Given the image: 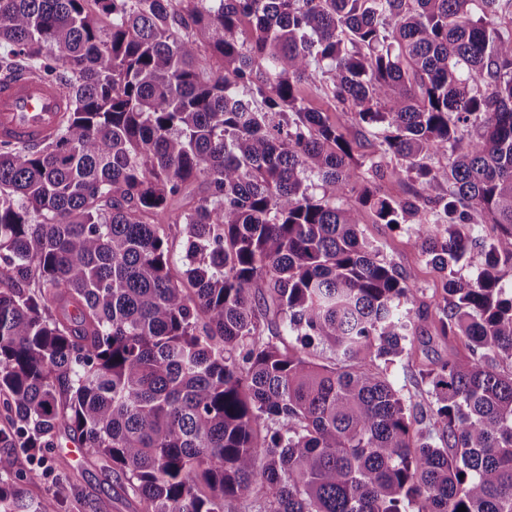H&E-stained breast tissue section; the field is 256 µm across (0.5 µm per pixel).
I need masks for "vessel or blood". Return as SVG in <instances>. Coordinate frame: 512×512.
Listing matches in <instances>:
<instances>
[{
  "label": "vessel or blood",
  "mask_w": 512,
  "mask_h": 512,
  "mask_svg": "<svg viewBox=\"0 0 512 512\" xmlns=\"http://www.w3.org/2000/svg\"><path fill=\"white\" fill-rule=\"evenodd\" d=\"M66 105L53 80L26 75L0 79V142L44 141Z\"/></svg>",
  "instance_id": "vessel-or-blood-1"
}]
</instances>
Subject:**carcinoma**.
<instances>
[{"instance_id": "carcinoma-1", "label": "carcinoma", "mask_w": 512, "mask_h": 512, "mask_svg": "<svg viewBox=\"0 0 512 512\" xmlns=\"http://www.w3.org/2000/svg\"><path fill=\"white\" fill-rule=\"evenodd\" d=\"M509 8L0 0V67L63 68L69 99L39 146L0 142V512H58L17 461L68 443L140 512H512ZM316 83L383 127L376 151L309 106ZM387 156L403 199L375 185ZM364 210L443 274L448 358L417 361L420 289Z\"/></svg>"}]
</instances>
